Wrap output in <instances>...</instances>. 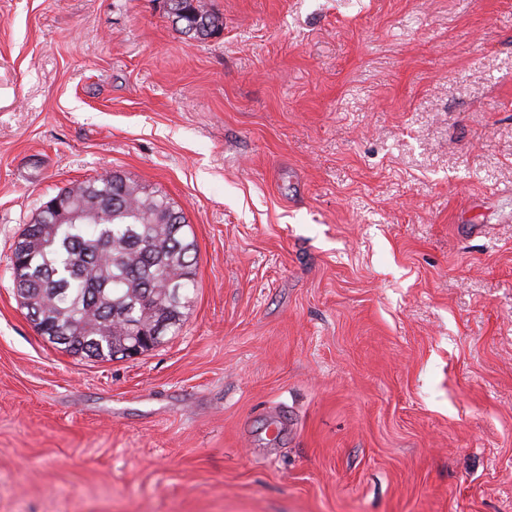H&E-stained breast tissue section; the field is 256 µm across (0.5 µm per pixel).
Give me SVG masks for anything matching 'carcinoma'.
<instances>
[{"mask_svg":"<svg viewBox=\"0 0 512 512\" xmlns=\"http://www.w3.org/2000/svg\"><path fill=\"white\" fill-rule=\"evenodd\" d=\"M179 32L205 38L219 17L203 0H169ZM75 196L96 200L91 220H65L44 211L26 226L27 250L13 247L21 291L38 307L42 335L62 327L74 355L124 358L125 323L150 327L168 310L177 331L196 291L197 244L182 210L167 195L118 173L73 186Z\"/></svg>","mask_w":512,"mask_h":512,"instance_id":"cac0c4a2","label":"carcinoma"}]
</instances>
